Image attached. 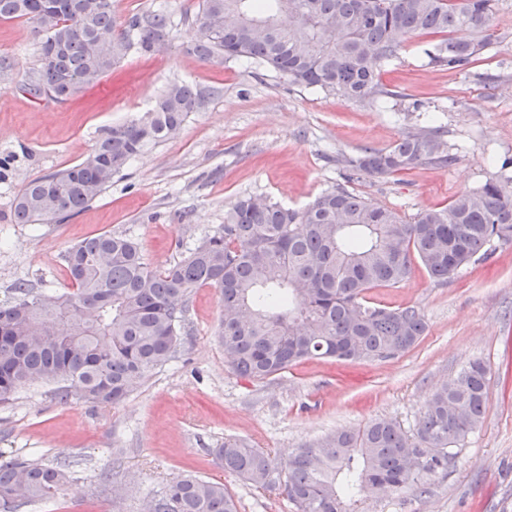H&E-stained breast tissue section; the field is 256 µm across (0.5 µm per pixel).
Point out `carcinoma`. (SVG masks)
I'll list each match as a JSON object with an SVG mask.
<instances>
[{
	"label": "carcinoma",
	"mask_w": 512,
	"mask_h": 512,
	"mask_svg": "<svg viewBox=\"0 0 512 512\" xmlns=\"http://www.w3.org/2000/svg\"><path fill=\"white\" fill-rule=\"evenodd\" d=\"M200 0L192 52L267 66L291 83L354 102L391 96L375 67L398 58L416 34H444L429 62L457 69L488 41L494 0ZM24 19L40 36V67L22 84L33 97L64 101L112 71L127 51L165 45L174 26L157 9L117 24L112 0H0V20ZM108 34L120 51L92 55L89 38ZM201 94L170 85L139 119L104 131L83 161L29 181L12 202L17 224H61L81 213L144 148L175 137ZM445 132L408 133L384 149L365 150L351 168L382 177L427 164L446 168ZM494 241L512 243V179L461 193L444 208L408 219L343 186L293 210L245 197L224 224L188 254L163 267L146 261L125 234L102 232L70 248L71 291L37 293L22 283L0 305V404L27 383H53L59 403L115 405L174 358L192 294L219 290L218 338L235 373L265 382L303 360H384L413 347L427 330L415 306L365 300L396 286L418 259L446 281ZM489 369L472 362L430 396L419 427L407 434L393 419L330 433L303 445L279 466L270 454L226 438L210 452L224 471L261 489L284 488L296 512H362L371 497L407 487L427 492L448 473L455 449L482 422ZM68 473L0 453V512L64 494ZM141 512H237L222 482L178 476L146 497Z\"/></svg>",
	"instance_id": "cac0c4a2"
}]
</instances>
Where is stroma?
I'll return each mask as SVG.
<instances>
[{"instance_id": "35a3bbf8", "label": "stroma", "mask_w": 512, "mask_h": 512, "mask_svg": "<svg viewBox=\"0 0 512 512\" xmlns=\"http://www.w3.org/2000/svg\"><path fill=\"white\" fill-rule=\"evenodd\" d=\"M166 8L172 40L128 53L96 84L65 102L36 99L20 86L38 68L40 44L28 23L0 21V305L25 282L36 292L68 290L64 256L84 238L123 233L145 259L165 266L224 222L244 196L292 209L343 186L413 217L459 193L512 176V0H494L489 44L466 69L430 66L433 35L407 40L380 70L393 95L383 106L353 103L292 84L239 59L192 52L198 0H112L118 22ZM202 91L177 136L149 146L79 215L62 224H15L10 204L27 182L86 159L104 129L148 111L171 83ZM440 126L456 161L384 178L345 163L409 132ZM370 303L420 309L427 331L386 360L312 359L265 382L238 377L216 330L218 289H197L186 334L170 362L117 405H62L46 384L18 389L0 405V452L64 464L65 495L22 512H139V500L192 473L224 483L239 512H295L280 489L262 490L225 472L212 453L237 438L286 463L296 448L374 418L414 433L435 389L474 360L490 367L481 425L429 493L407 488L367 500L364 512H512V244L493 242L447 282L422 265L399 285L366 294ZM125 485L122 497L113 483Z\"/></svg>"}]
</instances>
